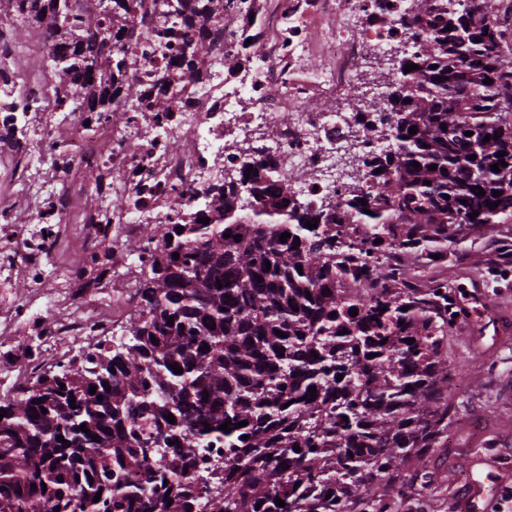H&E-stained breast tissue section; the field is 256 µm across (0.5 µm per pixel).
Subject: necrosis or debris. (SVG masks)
I'll list each match as a JSON object with an SVG mask.
<instances>
[{
    "mask_svg": "<svg viewBox=\"0 0 512 512\" xmlns=\"http://www.w3.org/2000/svg\"><path fill=\"white\" fill-rule=\"evenodd\" d=\"M412 0H224V13L208 21L210 50L202 66L203 88L174 90L172 109H154L157 88L179 38L155 44L141 39L125 50L136 63L137 100L113 104L104 114L56 111L63 91L52 87L0 108V163L24 191L0 196V288L27 280L28 297L0 308V343H36L46 357H81L93 338L111 334L118 308L136 302L137 270L149 261L155 242L142 227L156 220L179 223L189 210L172 201L191 200L214 174L243 181L259 157L273 160L288 194L303 203H345L356 177L373 153L389 141L369 135L356 109L324 103L311 111L306 101L341 89L349 79L389 92L399 76L366 72L363 59L391 48L412 47L403 20ZM257 15L264 34L249 62H241L237 19ZM72 133L81 151H56L47 171L33 174L37 148ZM86 167L100 171L97 187L78 180ZM129 198L125 209L112 196ZM43 215L38 224H19L22 208ZM81 251L112 250L108 272L91 268L51 278L66 246ZM140 246L130 258L126 244Z\"/></svg>",
    "mask_w": 512,
    "mask_h": 512,
    "instance_id": "4bbe7bcc",
    "label": "necrosis or debris"
}]
</instances>
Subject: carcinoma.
Wrapping results in <instances>:
<instances>
[{
	"mask_svg": "<svg viewBox=\"0 0 512 512\" xmlns=\"http://www.w3.org/2000/svg\"><path fill=\"white\" fill-rule=\"evenodd\" d=\"M129 2L112 0L107 11L100 0H16L29 19L13 31L14 53L37 32L51 41L38 69L63 89L98 88L58 101L66 111L107 112L137 95L124 45L141 35L180 29L164 83L206 82L199 26L224 0H174L127 29L119 14ZM487 2L412 0L416 51L388 64L401 81L385 98L357 92L359 114L378 117L371 131L396 145L367 163L374 191L358 188L346 203L358 223L387 231L366 243L371 252L397 249L431 269L464 257L471 270L512 264L507 238L491 261L463 247L465 226L512 224V8L494 20ZM408 64L418 69L404 71ZM501 160L507 166L493 171ZM245 183L262 208L244 205L239 184L224 181L196 193L202 211L183 233L162 220L144 225L160 249L142 269L119 341L46 362L0 394V512H192L195 500L181 489L200 448L215 443L224 444V482L209 490L204 512H437L423 508L422 491L435 482L431 453L448 447L458 419L448 345L468 315L459 289L416 288L407 266L395 277L364 258L366 244L339 229L343 212L288 198L268 158L254 161ZM339 279L350 292L336 290ZM228 420L227 433L219 426Z\"/></svg>",
	"mask_w": 512,
	"mask_h": 512,
	"instance_id": "carcinoma-1",
	"label": "carcinoma"
}]
</instances>
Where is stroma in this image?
<instances>
[{
	"label": "stroma",
	"mask_w": 512,
	"mask_h": 512,
	"mask_svg": "<svg viewBox=\"0 0 512 512\" xmlns=\"http://www.w3.org/2000/svg\"><path fill=\"white\" fill-rule=\"evenodd\" d=\"M458 283L465 294L478 295L499 324L480 335L477 317H470L448 350V370L462 377L465 389L457 395L448 450L431 459L441 512H450L451 500L465 492L489 498L490 512H512V284L483 274Z\"/></svg>",
	"instance_id": "1"
}]
</instances>
